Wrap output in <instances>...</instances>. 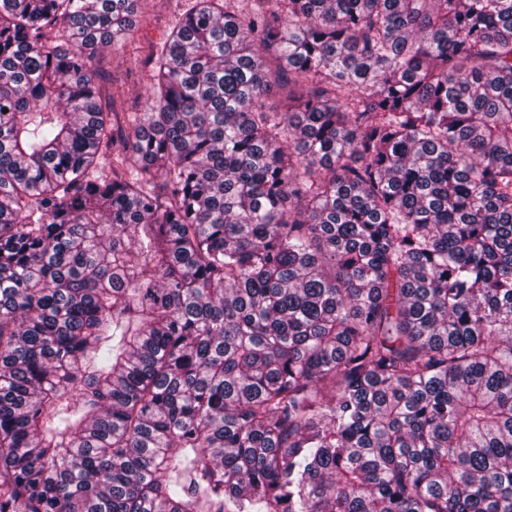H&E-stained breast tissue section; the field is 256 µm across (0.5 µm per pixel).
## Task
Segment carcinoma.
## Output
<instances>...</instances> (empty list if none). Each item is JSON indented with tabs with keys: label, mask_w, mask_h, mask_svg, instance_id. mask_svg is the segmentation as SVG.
I'll list each match as a JSON object with an SVG mask.
<instances>
[{
	"label": "carcinoma",
	"mask_w": 512,
	"mask_h": 512,
	"mask_svg": "<svg viewBox=\"0 0 512 512\" xmlns=\"http://www.w3.org/2000/svg\"><path fill=\"white\" fill-rule=\"evenodd\" d=\"M0 0V512H512V0ZM194 3L195 0H143L140 14L143 26L127 38L118 50L112 51L111 46L97 56L98 66L103 73L101 81L109 85L108 91H112V83L113 90L120 87L122 91L119 97L116 96L114 112L145 111L148 69L144 67V60L149 45L162 42L163 35Z\"/></svg>",
	"instance_id": "cac0c4a2"
}]
</instances>
